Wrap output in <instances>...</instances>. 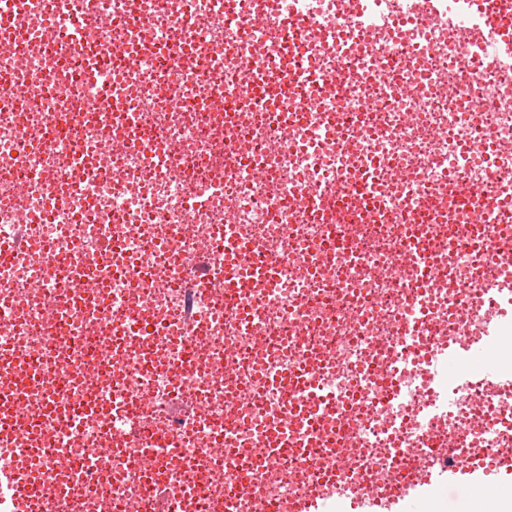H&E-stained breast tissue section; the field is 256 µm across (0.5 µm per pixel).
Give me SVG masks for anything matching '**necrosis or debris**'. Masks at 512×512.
Wrapping results in <instances>:
<instances>
[{
    "instance_id": "1",
    "label": "necrosis or debris",
    "mask_w": 512,
    "mask_h": 512,
    "mask_svg": "<svg viewBox=\"0 0 512 512\" xmlns=\"http://www.w3.org/2000/svg\"><path fill=\"white\" fill-rule=\"evenodd\" d=\"M98 2L25 0L0 42V238L35 252L0 273V343L45 367L40 386L18 390L20 430L0 466L42 449L56 487L51 505L30 498L17 512H135L153 478L190 496V512H253L245 483L279 504L332 479L391 486L461 423L468 447L512 453V384L446 387L411 357L427 340L472 342L512 377V323L482 332L498 313L483 285L512 278V244L486 262L473 244L497 215L470 223L451 182L482 198L512 191V65L478 64L486 33L413 24L408 0H360L372 37L347 49L350 0H239L245 17L301 10L273 40L263 26L238 31L224 0ZM133 26L155 51L116 52ZM258 53L274 67L297 59L321 116L289 124L299 102L251 91L240 62ZM463 64L472 81L445 87ZM48 70L66 97L38 88ZM365 176L371 196L308 208L310 193ZM240 239L273 259L276 280L229 299ZM307 357L321 405L251 380ZM142 360L150 371L132 373ZM412 375L417 392L385 396V380ZM441 387L453 408L432 419ZM289 414L301 429L288 452L253 453L257 427ZM161 434L155 472L140 451Z\"/></svg>"
}]
</instances>
